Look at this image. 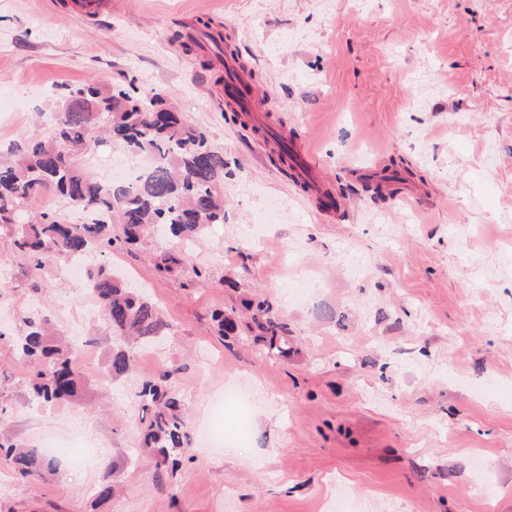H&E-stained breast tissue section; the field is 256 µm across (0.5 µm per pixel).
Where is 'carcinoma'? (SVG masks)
Segmentation results:
<instances>
[{
  "label": "carcinoma",
  "mask_w": 512,
  "mask_h": 512,
  "mask_svg": "<svg viewBox=\"0 0 512 512\" xmlns=\"http://www.w3.org/2000/svg\"><path fill=\"white\" fill-rule=\"evenodd\" d=\"M96 133L126 151L152 155L153 167L131 187L97 180L83 166ZM225 167L224 153L212 146L209 132L169 108L164 91H140L131 83L104 90L76 86L63 95L49 136L29 139L0 153V234L25 259L36 291L45 267L91 251L112 252L114 224L122 227V242L134 247L159 228L185 242L198 239L211 224L224 223L221 186ZM47 188L66 205L89 211L97 219L71 224L55 209L22 218L31 200ZM154 262L161 274L180 273L186 266L185 255L175 248L155 254ZM87 282L99 302L103 324L112 334L144 341L163 335L166 323L158 307L110 269L101 266L89 271ZM247 307L253 310L255 338L267 354L288 357V328L276 316L274 304L264 298L248 301ZM24 324L16 355L31 364L33 400L55 403L78 397L85 375L73 348L55 344L44 319L32 317ZM134 366L132 351L121 347L112 351V374H128ZM135 395L147 413L141 418L142 447L160 458L165 468L176 471L191 442L175 371L166 370L158 379L143 382ZM0 466L37 479L43 469L57 468L58 462L0 441Z\"/></svg>",
  "instance_id": "obj_1"
}]
</instances>
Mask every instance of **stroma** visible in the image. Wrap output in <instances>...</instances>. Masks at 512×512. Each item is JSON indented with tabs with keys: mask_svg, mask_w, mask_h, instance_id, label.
Wrapping results in <instances>:
<instances>
[{
	"mask_svg": "<svg viewBox=\"0 0 512 512\" xmlns=\"http://www.w3.org/2000/svg\"><path fill=\"white\" fill-rule=\"evenodd\" d=\"M207 21L260 111L233 110L222 70L183 53L176 33ZM89 81L165 90L210 130L224 221L179 275L136 250L89 255L168 323L118 378L85 279L53 264L31 290L0 244V436L100 450L88 472L0 476V512H512V0H112L96 18L0 0V147L47 136L61 94ZM274 131L315 157L340 214L315 208ZM254 294L287 323L288 361L248 331L219 336L215 314L246 323ZM36 314L86 341L83 393L53 410L15 357ZM171 368L191 446L161 479L134 393ZM228 378L256 397L247 425L207 414Z\"/></svg>",
	"mask_w": 512,
	"mask_h": 512,
	"instance_id": "35a3bbf8",
	"label": "stroma"
}]
</instances>
